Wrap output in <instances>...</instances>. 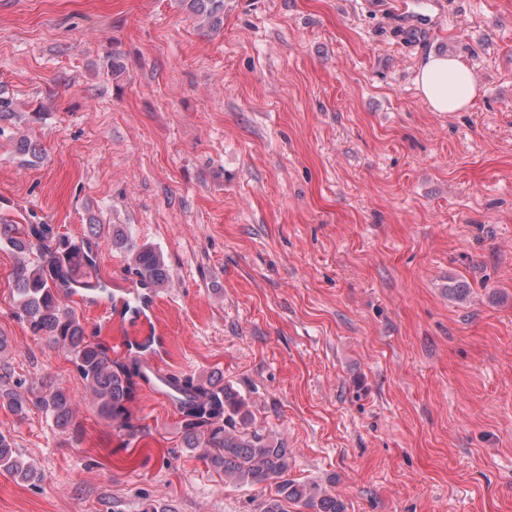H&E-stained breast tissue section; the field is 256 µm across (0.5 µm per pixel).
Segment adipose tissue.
Masks as SVG:
<instances>
[{
    "mask_svg": "<svg viewBox=\"0 0 512 512\" xmlns=\"http://www.w3.org/2000/svg\"><path fill=\"white\" fill-rule=\"evenodd\" d=\"M416 86L422 100L434 112L469 110L479 87L459 59L430 54L416 68Z\"/></svg>",
    "mask_w": 512,
    "mask_h": 512,
    "instance_id": "adipose-tissue-1",
    "label": "adipose tissue"
}]
</instances>
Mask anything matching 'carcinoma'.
<instances>
[{
	"label": "carcinoma",
	"mask_w": 512,
	"mask_h": 512,
	"mask_svg": "<svg viewBox=\"0 0 512 512\" xmlns=\"http://www.w3.org/2000/svg\"><path fill=\"white\" fill-rule=\"evenodd\" d=\"M190 11L215 27L224 17V0H188ZM106 244L126 253L129 270L143 288L160 290L171 282L163 253L150 244L139 245L122 229L112 231ZM17 257L13 273V307L32 335L46 339L67 353L79 377L93 397L99 415L122 424L133 394V378L139 366L112 361L107 350L86 336L77 311L63 297L77 288L102 287L77 279L81 267H94L85 248L65 239H54L50 224L0 223V250ZM177 383L190 395L179 406L188 420L183 442L224 480L260 486L268 491L260 512H288V505H300L312 512H346L342 500L315 483L288 477L291 454L286 444L254 426L249 404L236 389L212 373L206 377L184 376ZM42 409L55 426L66 431L73 418V400L61 387L44 382L26 385L17 380L0 388V406L18 416L29 405ZM0 469L22 481H40L43 474L18 451L10 435L0 431Z\"/></svg>",
	"instance_id": "obj_1"
}]
</instances>
